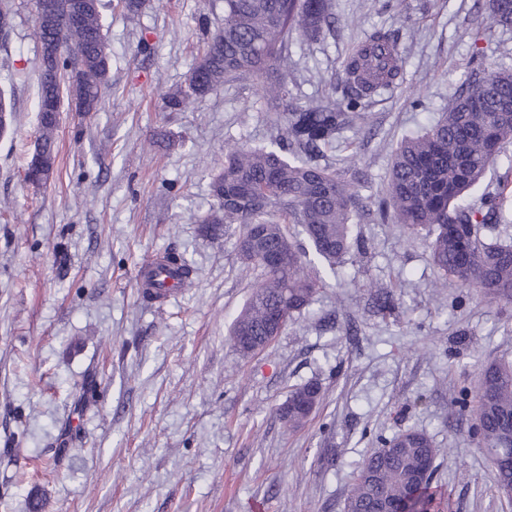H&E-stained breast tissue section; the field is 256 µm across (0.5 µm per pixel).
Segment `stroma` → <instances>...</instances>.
I'll list each match as a JSON object with an SVG mask.
<instances>
[{"label":"stroma","instance_id":"stroma-1","mask_svg":"<svg viewBox=\"0 0 512 512\" xmlns=\"http://www.w3.org/2000/svg\"><path fill=\"white\" fill-rule=\"evenodd\" d=\"M10 5L13 27L0 38V90L17 115L0 135V512H29L33 499L42 512H343L359 463L409 429L441 450L438 512H512L454 402L462 390L475 402L483 364L512 359V301L435 287L423 237L374 217L397 143L456 97L477 0H336L324 42L293 46L288 84L300 104L334 94L376 27L401 32L403 76L325 153L333 168L364 173L354 220L364 250L336 272L318 267L325 286L310 310L249 357L229 330L258 274L239 259L237 229L210 238L198 219L213 205L210 172L225 144L263 145L282 127L253 79L181 112L162 108L223 9L145 0L132 15L123 0H102L105 107L62 113L57 177L38 189L25 181L37 126L34 7ZM168 252L197 284L146 301L137 273ZM384 290L395 299L388 314L374 306ZM308 383L320 402L288 429L278 409ZM55 456L56 469H44Z\"/></svg>","mask_w":512,"mask_h":512}]
</instances>
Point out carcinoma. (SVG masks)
<instances>
[{
  "label": "carcinoma",
  "mask_w": 512,
  "mask_h": 512,
  "mask_svg": "<svg viewBox=\"0 0 512 512\" xmlns=\"http://www.w3.org/2000/svg\"><path fill=\"white\" fill-rule=\"evenodd\" d=\"M53 25H34L42 52L37 103V136L27 161L25 178L34 186L49 183L56 172V138L66 96L82 103L80 111L99 112L105 105L109 55L100 0H57ZM333 0H224V26L204 42L202 54L186 85L164 95V108L182 111L224 84L243 77L260 81L267 111H283L284 134L269 147L234 142L224 147V163L212 174L215 207L199 219L222 236L241 225L237 249L242 263L258 269L262 279L236 316L230 341L239 337L262 342L269 335L268 318L283 301L288 316L308 310L322 283L313 275L306 252L288 240L283 225L302 228L315 256L330 270L358 245L352 236L358 208L359 172L337 171L320 163L343 130L365 106L368 97L399 84L402 74L399 34L375 28L359 42L344 68L340 99L328 98L299 105L291 102L286 75L290 48L296 39L317 43L330 30ZM480 25L484 29L512 28V0H483ZM472 40L471 67L448 111L423 133L396 147L385 199L378 204L381 222L391 221L416 233L428 231L427 248L443 286L475 290L489 300H512V243L487 237L505 223L503 196L512 187L505 179L500 191L477 204L467 197L490 168L506 166L512 175V67L490 61L480 41L486 34L467 29ZM58 74L46 79L45 70ZM272 251L288 260L277 268L263 262ZM194 284L195 270L181 256L167 253L151 264L143 297L160 301L163 283L155 273ZM320 400L313 384L293 390L292 406L280 414L288 428L304 425L309 416L300 404ZM471 429L487 450L489 460L512 456V361L482 366L477 405ZM439 454L423 432L407 430L384 442L367 456L344 503V512H377L387 502L398 512H433L438 490L433 474L422 473L424 462Z\"/></svg>",
  "instance_id": "carcinoma-1"
}]
</instances>
